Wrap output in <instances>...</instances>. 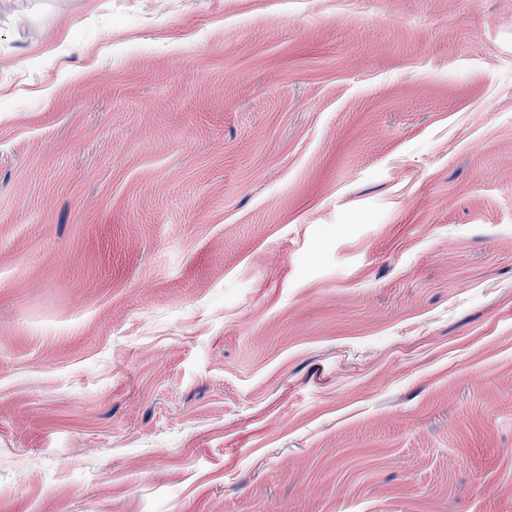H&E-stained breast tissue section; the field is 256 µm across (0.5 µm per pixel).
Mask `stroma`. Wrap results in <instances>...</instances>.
Returning a JSON list of instances; mask_svg holds the SVG:
<instances>
[{"label":"stroma","instance_id":"1","mask_svg":"<svg viewBox=\"0 0 512 512\" xmlns=\"http://www.w3.org/2000/svg\"><path fill=\"white\" fill-rule=\"evenodd\" d=\"M0 512H512V0H0Z\"/></svg>","mask_w":512,"mask_h":512}]
</instances>
